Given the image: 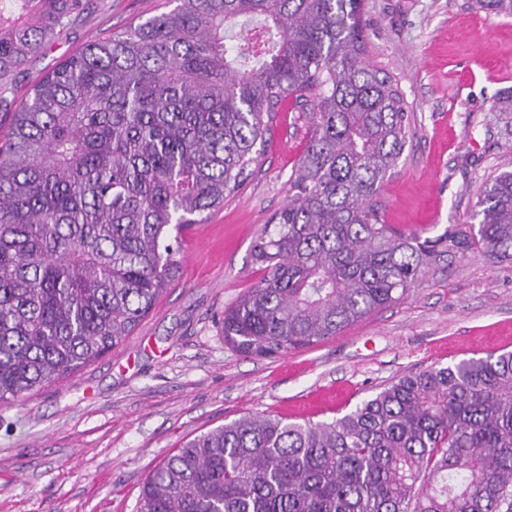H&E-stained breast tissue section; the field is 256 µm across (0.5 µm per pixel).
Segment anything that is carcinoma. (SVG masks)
<instances>
[{
    "mask_svg": "<svg viewBox=\"0 0 512 512\" xmlns=\"http://www.w3.org/2000/svg\"><path fill=\"white\" fill-rule=\"evenodd\" d=\"M13 83L87 0H0V400L124 343L177 279L183 231L258 162L280 105L312 134L254 243L262 276L224 308L234 350L271 358L402 299L456 243L386 223L378 196L413 135L365 58L364 0H172ZM512 16V0H477ZM257 40L230 48L228 34ZM498 119L512 132V90ZM479 250L512 261V169L485 186ZM140 512H512V352L409 373L330 422L243 415L150 472Z\"/></svg>",
    "mask_w": 512,
    "mask_h": 512,
    "instance_id": "cac0c4a2",
    "label": "carcinoma"
}]
</instances>
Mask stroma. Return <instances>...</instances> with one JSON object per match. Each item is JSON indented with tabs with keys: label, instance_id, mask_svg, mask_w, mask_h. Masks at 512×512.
<instances>
[{
	"label": "stroma",
	"instance_id": "1",
	"mask_svg": "<svg viewBox=\"0 0 512 512\" xmlns=\"http://www.w3.org/2000/svg\"><path fill=\"white\" fill-rule=\"evenodd\" d=\"M164 0H88L29 57L16 97L87 43L162 11ZM370 63L396 77L414 135L380 200L397 229L457 244L396 303L313 347L272 358L225 345V307L258 280L250 250L286 202L311 131L286 100L251 176L185 233L177 281L128 340L74 376L0 401V512H139L152 468L188 437L244 414L342 416L392 380L512 351V263L472 246L484 182L512 162L488 127L512 88V17L475 0H364Z\"/></svg>",
	"mask_w": 512,
	"mask_h": 512
}]
</instances>
